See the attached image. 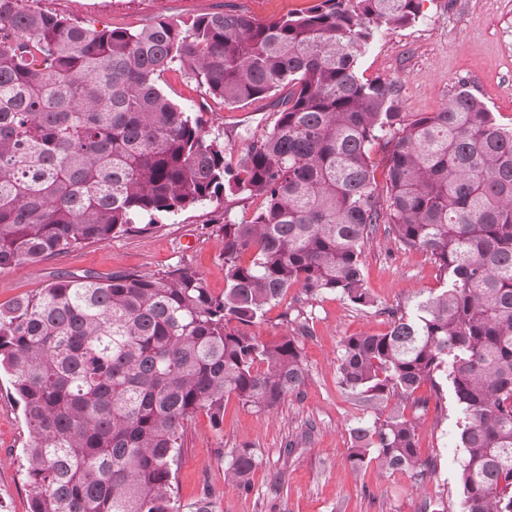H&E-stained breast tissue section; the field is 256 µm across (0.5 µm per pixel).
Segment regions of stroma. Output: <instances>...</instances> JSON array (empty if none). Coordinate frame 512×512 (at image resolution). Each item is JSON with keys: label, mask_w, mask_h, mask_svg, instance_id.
Wrapping results in <instances>:
<instances>
[{"label": "stroma", "mask_w": 512, "mask_h": 512, "mask_svg": "<svg viewBox=\"0 0 512 512\" xmlns=\"http://www.w3.org/2000/svg\"><path fill=\"white\" fill-rule=\"evenodd\" d=\"M316 2L34 0L33 6L101 29L136 28L157 16L189 19L229 9L264 22ZM357 72L365 80L398 81L400 110L408 117L438 111L464 84L500 124L510 126L512 0H423L416 23L376 34ZM161 87L185 111L203 114L209 137L223 142L232 160L241 154L247 138L262 134L276 119L273 99L231 109L179 72L165 73ZM256 207V201L229 196L220 212L203 204L164 214L154 232L89 244L0 271V304L38 292L60 270L105 278L115 271L153 274L183 264L203 275L213 295H222V242L212 227L227 219H249ZM362 261L375 307L354 306L333 292L310 297L292 287L252 327V334L267 341L285 334L296 337L305 382L299 394L288 396L273 411L243 406L232 397L224 403L221 426H213L201 412L186 422L175 479L181 505L207 495L215 512H420L429 499L437 512H459L465 455L458 443V409L451 396L418 415L420 455L436 465L423 481L374 465L356 474L348 466L350 430L368 413L339 384L336 366L343 340L361 333H386L389 310L409 307L441 286L430 256L401 248L382 227ZM28 440L11 379L1 373L0 512H30L24 457ZM241 448L252 449L258 460L246 490L224 481L231 453Z\"/></svg>", "instance_id": "obj_1"}]
</instances>
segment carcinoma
I'll list each match as a JSON object with an SVG mask.
<instances>
[{
	"mask_svg": "<svg viewBox=\"0 0 512 512\" xmlns=\"http://www.w3.org/2000/svg\"><path fill=\"white\" fill-rule=\"evenodd\" d=\"M0 0V271L155 231L156 217L225 197L258 200L217 224L224 294L183 265L163 274L60 275L0 305V371L29 430L30 512H180L185 421L218 427L224 401L274 410L305 380L293 336L249 334L297 286L375 300L362 254L378 225L437 264L444 287L348 336L337 374L371 417L351 430L353 471L417 476L414 421L452 393L465 463L462 512H512V127L460 86L437 112L399 110L396 81L361 80L381 29L421 0H319L258 22L232 10L97 30ZM179 68L235 106L283 89L273 125L236 163L160 87ZM386 139L380 187L370 158ZM243 448L225 481L247 485Z\"/></svg>",
	"mask_w": 512,
	"mask_h": 512,
	"instance_id": "cac0c4a2",
	"label": "carcinoma"
}]
</instances>
